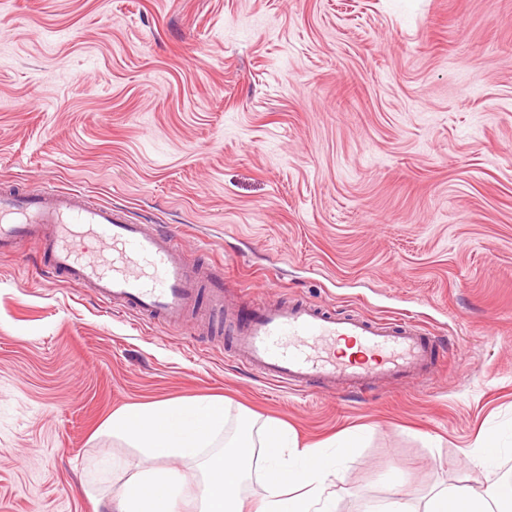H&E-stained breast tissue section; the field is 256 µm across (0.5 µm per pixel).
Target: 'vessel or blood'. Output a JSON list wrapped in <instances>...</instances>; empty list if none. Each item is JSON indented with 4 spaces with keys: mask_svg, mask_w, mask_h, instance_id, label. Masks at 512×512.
<instances>
[{
    "mask_svg": "<svg viewBox=\"0 0 512 512\" xmlns=\"http://www.w3.org/2000/svg\"><path fill=\"white\" fill-rule=\"evenodd\" d=\"M35 243L48 276L91 291L107 309L168 324L194 307L199 270L172 232L131 223L75 189H0V251ZM243 366L296 392H333L426 375L433 343L408 319L340 315L308 303H265L232 320Z\"/></svg>",
    "mask_w": 512,
    "mask_h": 512,
    "instance_id": "vessel-or-blood-1",
    "label": "vessel or blood"
}]
</instances>
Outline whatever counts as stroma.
<instances>
[{
    "label": "stroma",
    "instance_id": "obj_1",
    "mask_svg": "<svg viewBox=\"0 0 512 512\" xmlns=\"http://www.w3.org/2000/svg\"><path fill=\"white\" fill-rule=\"evenodd\" d=\"M1 185L176 232L232 308L409 316L436 365L297 394L226 352L208 290L140 323L0 253V512H96L141 461L112 411L213 394L304 444L365 430L336 512L507 478L464 453L512 420V0H0Z\"/></svg>",
    "mask_w": 512,
    "mask_h": 512
}]
</instances>
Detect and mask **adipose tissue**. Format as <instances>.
Masks as SVG:
<instances>
[{
    "instance_id": "adipose-tissue-1",
    "label": "adipose tissue",
    "mask_w": 512,
    "mask_h": 512,
    "mask_svg": "<svg viewBox=\"0 0 512 512\" xmlns=\"http://www.w3.org/2000/svg\"><path fill=\"white\" fill-rule=\"evenodd\" d=\"M227 419L220 395L114 411L105 429L136 448L144 465L127 472L109 499V512H244L240 493L253 473L264 489L253 512H336V482L359 442L357 431L302 445L283 421L242 414L231 427ZM219 440L223 451L211 454ZM511 452L508 424L483 434L466 458L490 469ZM173 459L190 461V469L170 467ZM378 512H512V482L496 481L481 492L467 484L446 485L421 501L396 499Z\"/></svg>"
}]
</instances>
